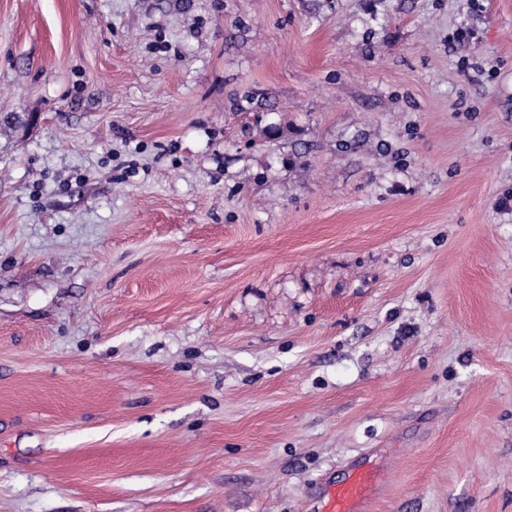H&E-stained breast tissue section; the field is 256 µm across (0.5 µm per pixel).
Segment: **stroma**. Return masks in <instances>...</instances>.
Returning a JSON list of instances; mask_svg holds the SVG:
<instances>
[{
  "label": "stroma",
  "mask_w": 512,
  "mask_h": 512,
  "mask_svg": "<svg viewBox=\"0 0 512 512\" xmlns=\"http://www.w3.org/2000/svg\"><path fill=\"white\" fill-rule=\"evenodd\" d=\"M8 114L0 512H512V0H0ZM380 483L377 469L371 466L354 469L343 482L329 490L320 512H367Z\"/></svg>",
  "instance_id": "1"
}]
</instances>
